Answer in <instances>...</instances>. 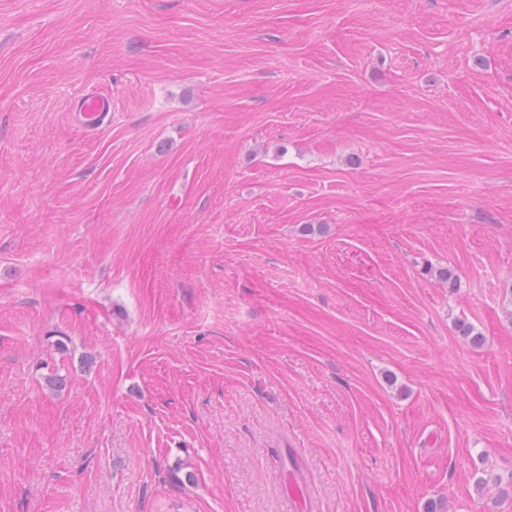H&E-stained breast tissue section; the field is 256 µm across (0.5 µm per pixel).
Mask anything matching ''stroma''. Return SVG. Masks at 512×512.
<instances>
[{
    "mask_svg": "<svg viewBox=\"0 0 512 512\" xmlns=\"http://www.w3.org/2000/svg\"><path fill=\"white\" fill-rule=\"evenodd\" d=\"M433 500L512 512V0H0V512ZM74 121L87 129L101 128L112 114V97L97 91L85 90L69 103Z\"/></svg>",
    "mask_w": 512,
    "mask_h": 512,
    "instance_id": "obj_1",
    "label": "stroma"
}]
</instances>
